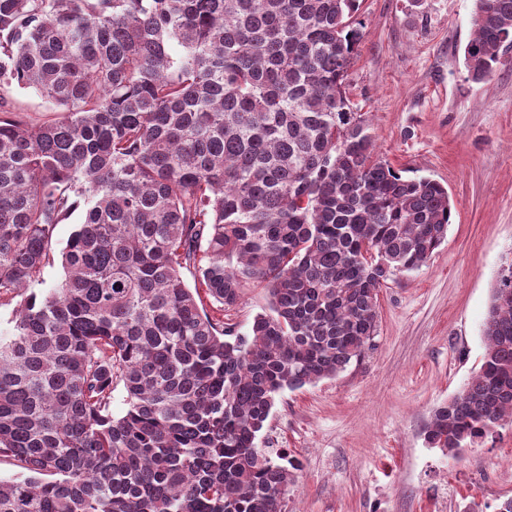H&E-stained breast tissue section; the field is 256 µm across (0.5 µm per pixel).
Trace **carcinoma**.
<instances>
[{
    "instance_id": "carcinoma-1",
    "label": "carcinoma",
    "mask_w": 512,
    "mask_h": 512,
    "mask_svg": "<svg viewBox=\"0 0 512 512\" xmlns=\"http://www.w3.org/2000/svg\"><path fill=\"white\" fill-rule=\"evenodd\" d=\"M474 2L479 82L512 47V0ZM359 8L0 0V112L32 88L59 113L0 118V297L20 298L0 336V457L20 468L0 512H282L296 466L256 443L277 397L361 358L380 288L452 223L447 188L382 161L346 95ZM79 207L64 279L36 290ZM251 285L268 311L246 336L200 308ZM506 289L512 263L479 371L424 428L445 456L512 424Z\"/></svg>"
}]
</instances>
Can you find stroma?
<instances>
[{"mask_svg": "<svg viewBox=\"0 0 512 512\" xmlns=\"http://www.w3.org/2000/svg\"><path fill=\"white\" fill-rule=\"evenodd\" d=\"M474 0H360L347 94L379 157L444 185L446 241L378 296L364 356L284 391L258 442L298 467L283 512H496L512 498V426L451 458L428 447L434 408L480 368L482 323L512 260V48L493 76L464 66Z\"/></svg>", "mask_w": 512, "mask_h": 512, "instance_id": "1", "label": "stroma"}]
</instances>
